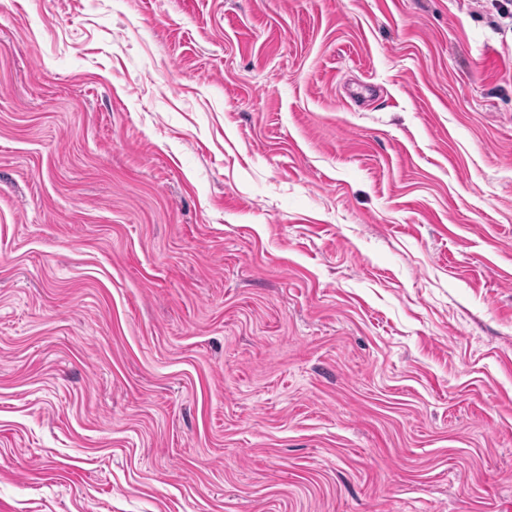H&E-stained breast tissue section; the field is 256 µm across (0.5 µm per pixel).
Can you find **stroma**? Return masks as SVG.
<instances>
[{
  "mask_svg": "<svg viewBox=\"0 0 512 512\" xmlns=\"http://www.w3.org/2000/svg\"><path fill=\"white\" fill-rule=\"evenodd\" d=\"M0 512H512V19L0 0Z\"/></svg>",
  "mask_w": 512,
  "mask_h": 512,
  "instance_id": "stroma-1",
  "label": "stroma"
}]
</instances>
